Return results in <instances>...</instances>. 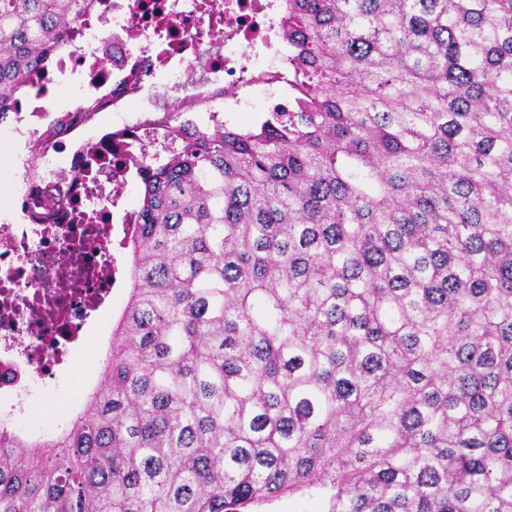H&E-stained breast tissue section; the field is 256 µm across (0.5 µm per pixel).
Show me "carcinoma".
Wrapping results in <instances>:
<instances>
[{"mask_svg":"<svg viewBox=\"0 0 512 512\" xmlns=\"http://www.w3.org/2000/svg\"><path fill=\"white\" fill-rule=\"evenodd\" d=\"M90 2L0 0V123ZM284 12L288 110L140 143L103 382L0 426V512H512V0ZM247 511L254 512H324L326 511L325 500L318 495L294 494L281 495L271 501L258 505H251Z\"/></svg>","mask_w":512,"mask_h":512,"instance_id":"obj_1","label":"carcinoma"}]
</instances>
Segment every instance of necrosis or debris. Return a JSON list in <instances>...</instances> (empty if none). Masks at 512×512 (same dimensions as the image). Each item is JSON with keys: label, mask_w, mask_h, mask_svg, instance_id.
<instances>
[{"label": "necrosis or debris", "mask_w": 512, "mask_h": 512, "mask_svg": "<svg viewBox=\"0 0 512 512\" xmlns=\"http://www.w3.org/2000/svg\"><path fill=\"white\" fill-rule=\"evenodd\" d=\"M284 0H93L13 110L26 152L11 165L21 223H0V406L23 410L33 384L76 351L124 287L118 247L135 217L127 203L138 151L112 156V131L161 138L172 105L250 109L288 103ZM112 113L111 132L80 124L53 140L55 115L88 105ZM39 145L31 153L30 145Z\"/></svg>", "instance_id": "obj_1"}]
</instances>
